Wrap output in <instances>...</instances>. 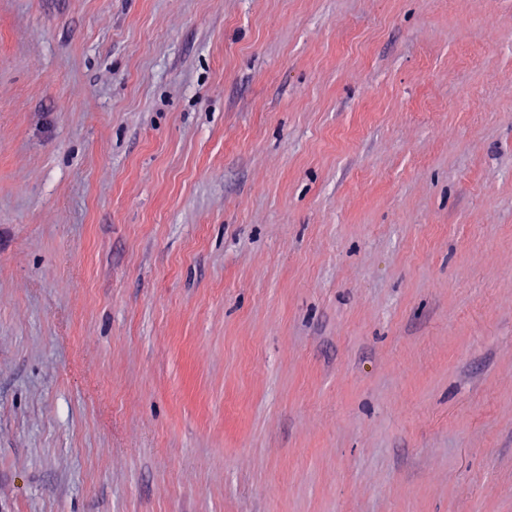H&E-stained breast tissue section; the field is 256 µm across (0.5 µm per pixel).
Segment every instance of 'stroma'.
I'll return each mask as SVG.
<instances>
[{"label":"stroma","instance_id":"1","mask_svg":"<svg viewBox=\"0 0 512 512\" xmlns=\"http://www.w3.org/2000/svg\"><path fill=\"white\" fill-rule=\"evenodd\" d=\"M0 512H512V0H0Z\"/></svg>","mask_w":512,"mask_h":512}]
</instances>
